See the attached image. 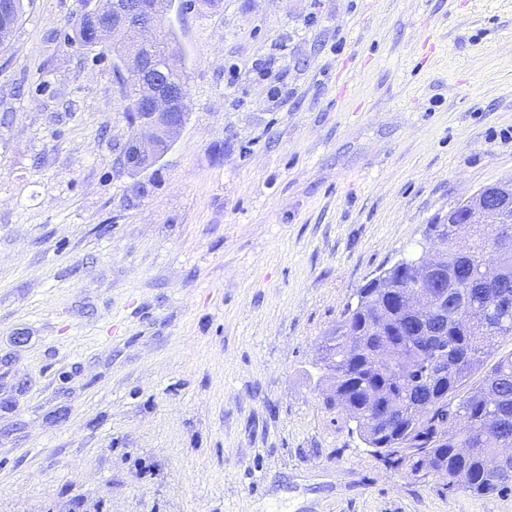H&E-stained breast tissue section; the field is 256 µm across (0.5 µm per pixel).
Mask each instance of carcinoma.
<instances>
[{"label": "carcinoma", "mask_w": 512, "mask_h": 512, "mask_svg": "<svg viewBox=\"0 0 512 512\" xmlns=\"http://www.w3.org/2000/svg\"><path fill=\"white\" fill-rule=\"evenodd\" d=\"M92 0H77L72 39L88 50L99 47L90 12ZM0 27L14 29L21 0H5ZM153 53L168 64L175 42L170 30ZM127 89L125 113L133 124L134 82L118 76ZM462 204L446 221L429 224L425 238L446 250L436 257L441 286L427 284L413 271V258H401L357 291V301L324 340L321 369L329 381L325 403L346 413L372 452L396 472L421 479L432 470L451 477L449 492L464 489L486 496L512 491V481L489 470L498 448L512 446V353L496 357L501 336H512V238L495 240L484 224L461 223ZM495 261L500 279L486 286L483 267ZM406 291L431 295L438 316L425 320L400 306Z\"/></svg>", "instance_id": "cac0c4a2"}]
</instances>
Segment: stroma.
Returning a JSON list of instances; mask_svg holds the SVG:
<instances>
[{"mask_svg":"<svg viewBox=\"0 0 512 512\" xmlns=\"http://www.w3.org/2000/svg\"><path fill=\"white\" fill-rule=\"evenodd\" d=\"M75 9L23 0L0 48V512H512L391 474L317 366L358 288L512 178V0L172 6L189 116L132 176Z\"/></svg>","mask_w":512,"mask_h":512,"instance_id":"obj_1","label":"stroma"}]
</instances>
